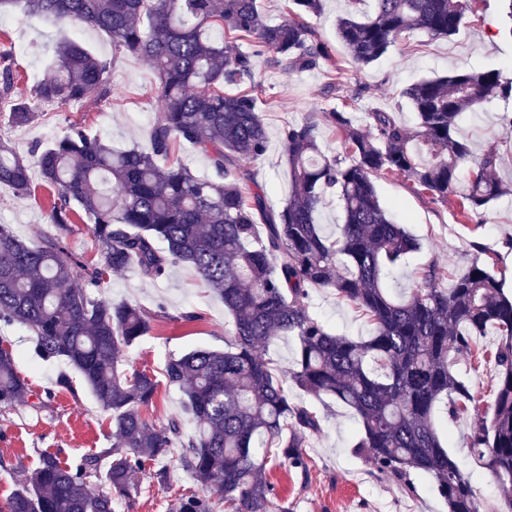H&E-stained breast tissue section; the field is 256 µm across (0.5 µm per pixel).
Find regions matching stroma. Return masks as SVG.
Segmentation results:
<instances>
[{
    "instance_id": "35a3bbf8",
    "label": "stroma",
    "mask_w": 512,
    "mask_h": 512,
    "mask_svg": "<svg viewBox=\"0 0 512 512\" xmlns=\"http://www.w3.org/2000/svg\"><path fill=\"white\" fill-rule=\"evenodd\" d=\"M345 10L344 0H324L320 14L309 22L328 49V57L315 69L289 72L270 64L266 57L256 59L255 78L264 94L260 110L269 138L268 149L259 159L243 160L263 187L271 208L281 209L290 188L288 167L282 152V134L288 125L302 122L310 113L344 111L367 124L368 110L393 113L407 126L416 117L402 90L423 78L446 76L461 69H497L512 79V43L499 34V0H472L466 24L449 39H434L416 32L392 47L385 58L369 67H356L336 33V19ZM81 43L98 57L111 63L109 73L112 99L104 103L86 100L79 113L92 134L121 146L143 141L159 107L156 77L149 62L115 53L112 40L92 28L75 25L57 27L52 20L19 12L6 14L0 24V51L8 53L19 81L16 93L29 96L44 77L55 56L60 38ZM342 70L343 85L329 89L328 75ZM67 113L54 106H40L38 117L17 127L0 111V138L8 140L20 155H29L39 143L63 134ZM460 132L471 143L475 155L495 151L498 161L494 179L507 184L509 191L492 201L483 214L464 219L460 197L447 202L432 201L414 193L404 177L376 179L382 206L389 216L421 243L409 264L392 285L402 292L431 261L445 264L449 274H457L473 261L486 264L512 293V102L499 98L486 101L481 111L465 113L459 120ZM33 196L17 197L10 188L0 186V224L26 241H38L52 232L47 222L50 197L40 174H33ZM95 296L127 300L154 312L151 331L130 347L120 371H145L161 374L169 357L192 349H220L233 329V319L221 298L197 278L189 265L169 268L165 278L150 281L136 267L113 273ZM310 310L334 333L368 337L372 327L352 308L337 302L327 290L314 291ZM195 313L196 321L184 322L183 314ZM0 345L12 349L15 366L27 380L32 395L27 404L0 406V512L13 492L21 488L26 474L37 467L41 453L56 454L75 462L81 457L101 453L111 447L114 437L108 415L87 387L81 375L68 365L38 359L34 342L20 325L0 326ZM456 368L481 403L493 399L495 363L492 357L460 353ZM68 374L71 385L57 386L61 374ZM183 394L174 387L159 386L152 406L144 418L154 426L177 419L184 434L195 425L187 413ZM312 407L324 418L319 433L310 436L304 453L310 464L307 476L288 466H273L268 474L279 500L289 512H448L445 501L434 491L431 478L412 477L413 492H406L393 479L379 475L351 447L358 430L353 411L331 400H312ZM473 419L440 421L446 445L479 497L498 501L502 492L488 471L478 467L467 447L465 435ZM138 493L122 504L118 512H170L175 500L184 494L200 492L201 486L176 458L146 462L132 475Z\"/></svg>"
}]
</instances>
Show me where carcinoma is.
Here are the masks:
<instances>
[{
	"instance_id": "1",
	"label": "carcinoma",
	"mask_w": 512,
	"mask_h": 512,
	"mask_svg": "<svg viewBox=\"0 0 512 512\" xmlns=\"http://www.w3.org/2000/svg\"><path fill=\"white\" fill-rule=\"evenodd\" d=\"M292 3V17L270 24L258 0H0V13L18 7L62 27L82 24L112 37L114 50L153 64L162 100L143 143L114 147L77 121L32 160L0 140V185L28 197L31 169L39 168L53 193L48 223L61 229L75 215L87 218L101 256L93 265L59 234L31 243L0 224V321L26 328L42 360L61 359L77 370L115 436L112 447L74 464L41 455L9 499L8 512H115L116 503L136 491L132 472L176 448L181 467L203 492L181 496L172 512H217L219 503L224 512H288L277 504L266 467L286 463L307 473L305 439L322 429L315 410L289 397L290 384L349 406L359 420L353 452L404 490L412 491L411 474L421 473L432 479L448 512H512V296L477 260L450 288L442 287L448 268L434 261L407 291L391 292V273L420 243L390 218L375 186L383 176L403 175L418 192L445 202L458 193L460 167L472 163L477 170L462 196V216L479 214L504 192L489 175L497 154L474 158L458 135V119L491 97L512 98V80L489 69L410 84L402 95L416 114L414 131L389 112L367 113L369 132L343 112H326L343 159L321 151L316 115L288 126L282 150L291 193L275 211L241 166L267 150L255 57L267 51L274 65L295 72L328 57L308 21L321 11V0ZM468 10L469 0H347L337 30L351 61L367 67L407 33L452 38ZM244 40L252 51L239 49ZM110 68L64 39L31 97L15 98L16 76L1 53L0 103H10L13 124L26 125L37 117L38 102L71 107L90 97L108 100ZM245 82L246 90L224 91ZM186 145L207 157L210 173L196 175L174 160ZM423 153L426 163L419 161ZM329 191L344 214L334 236L317 224ZM133 261L150 280L172 264L191 265L234 318L224 349L197 348L165 366L166 384L182 392L195 422L186 438L179 420L156 428L142 416L157 392L155 375L118 370L123 352L150 331L153 314L89 292ZM317 288L364 315L371 336L331 333L310 311ZM489 327L499 337L496 391L482 411L454 363ZM281 336L298 344L286 373L263 354ZM29 396L12 352L0 347V405L23 404ZM443 401L452 418L478 417L466 440L497 479L498 503L478 496L444 446L437 418ZM105 458L110 492L94 494L89 479Z\"/></svg>"
}]
</instances>
